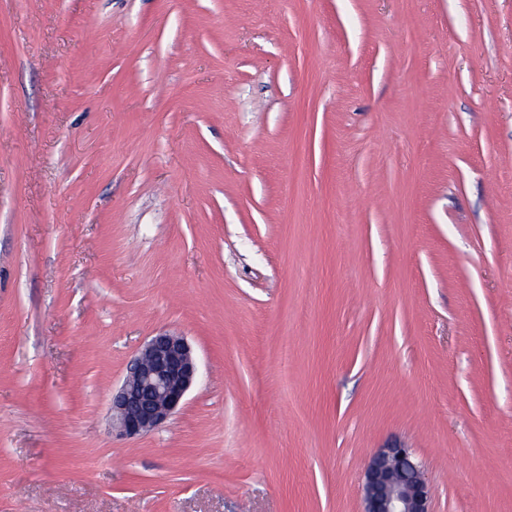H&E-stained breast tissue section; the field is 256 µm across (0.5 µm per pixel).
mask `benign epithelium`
Here are the masks:
<instances>
[{"label": "benign epithelium", "mask_w": 512, "mask_h": 512, "mask_svg": "<svg viewBox=\"0 0 512 512\" xmlns=\"http://www.w3.org/2000/svg\"><path fill=\"white\" fill-rule=\"evenodd\" d=\"M198 368L187 339L163 331L150 337L112 392L113 424L126 437L147 434L182 405ZM363 512H433L432 491L411 449L400 443L377 449L365 466Z\"/></svg>", "instance_id": "obj_1"}]
</instances>
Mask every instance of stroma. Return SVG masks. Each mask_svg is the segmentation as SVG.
Masks as SVG:
<instances>
[{
	"label": "stroma",
	"instance_id": "stroma-1",
	"mask_svg": "<svg viewBox=\"0 0 512 512\" xmlns=\"http://www.w3.org/2000/svg\"><path fill=\"white\" fill-rule=\"evenodd\" d=\"M394 440L512 512V0H0V512H363ZM197 372L196 358L184 336L168 331L151 336L112 392L116 429L126 437H138L161 426L182 405Z\"/></svg>",
	"mask_w": 512,
	"mask_h": 512
}]
</instances>
